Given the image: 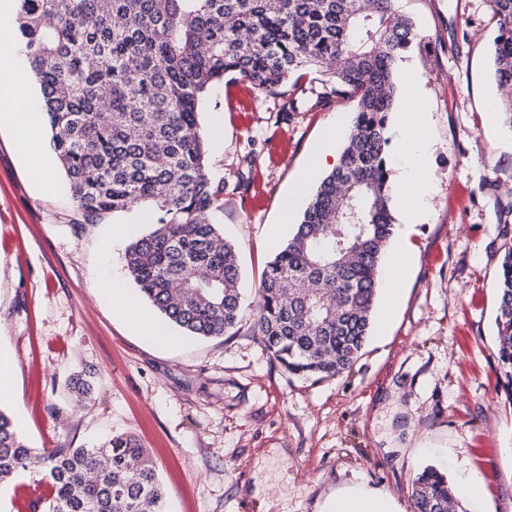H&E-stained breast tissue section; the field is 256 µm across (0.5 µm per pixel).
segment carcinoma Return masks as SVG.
<instances>
[{
  "label": "carcinoma",
  "mask_w": 512,
  "mask_h": 512,
  "mask_svg": "<svg viewBox=\"0 0 512 512\" xmlns=\"http://www.w3.org/2000/svg\"><path fill=\"white\" fill-rule=\"evenodd\" d=\"M16 28L70 187L77 228L145 206L151 229L125 262L141 296L186 336L235 334L242 300L235 247L215 216L224 183L208 174L202 95L228 74L275 92L315 71L356 102L338 162L311 193L257 292L254 326L288 374L349 371L367 343L395 233L388 124L403 54L418 38L399 0H17ZM498 19L495 76L512 82V0ZM498 371L512 388V247L497 284ZM42 465L43 512H164L166 490L139 440L30 448L0 410V484ZM413 512H468L444 472L412 480Z\"/></svg>",
  "instance_id": "obj_1"
}]
</instances>
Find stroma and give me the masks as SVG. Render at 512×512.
Returning a JSON list of instances; mask_svg holds the SVG:
<instances>
[{
    "label": "stroma",
    "mask_w": 512,
    "mask_h": 512,
    "mask_svg": "<svg viewBox=\"0 0 512 512\" xmlns=\"http://www.w3.org/2000/svg\"><path fill=\"white\" fill-rule=\"evenodd\" d=\"M424 39L404 66L422 90L430 162L429 217L406 238L410 266L390 318L375 323L341 377L288 375L260 344L253 304L267 262L292 233L289 188L343 97L323 105L318 74L299 81L300 110L277 120L279 96L225 78L200 104L209 174L224 184L219 216L236 247L243 317L236 335L207 339L177 328L149 336L114 309L98 284L128 279L125 251L152 222L148 208L74 231L63 172L57 191L31 181L0 131V350L15 361L14 396L0 410L33 448H82L115 435L148 448L168 512H323L353 487L411 512V482L425 467L458 483L475 473L483 512H512V392L497 377V282L512 235L502 233L512 150L484 130L496 84L491 0H400ZM252 155L250 172L240 161ZM251 182L238 189L239 176ZM93 385L75 402L76 378ZM48 494L23 474L0 484V512H32Z\"/></svg>",
    "instance_id": "stroma-1"
}]
</instances>
